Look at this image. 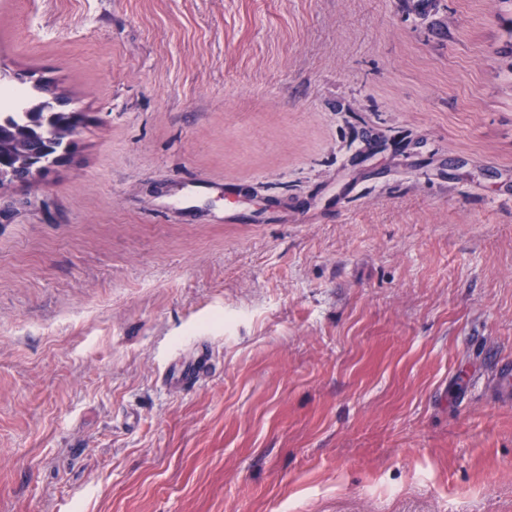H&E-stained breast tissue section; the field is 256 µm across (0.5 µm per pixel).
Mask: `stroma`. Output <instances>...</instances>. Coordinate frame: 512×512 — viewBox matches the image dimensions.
I'll use <instances>...</instances> for the list:
<instances>
[{
  "label": "stroma",
  "mask_w": 512,
  "mask_h": 512,
  "mask_svg": "<svg viewBox=\"0 0 512 512\" xmlns=\"http://www.w3.org/2000/svg\"><path fill=\"white\" fill-rule=\"evenodd\" d=\"M0 71L91 118L0 189V512H512V0H0Z\"/></svg>",
  "instance_id": "stroma-1"
}]
</instances>
